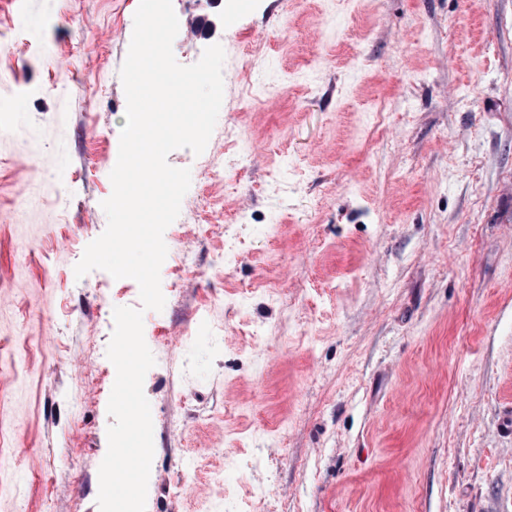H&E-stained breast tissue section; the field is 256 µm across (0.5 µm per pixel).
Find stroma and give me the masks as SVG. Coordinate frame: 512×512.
<instances>
[{"label":"stroma","instance_id":"stroma-1","mask_svg":"<svg viewBox=\"0 0 512 512\" xmlns=\"http://www.w3.org/2000/svg\"><path fill=\"white\" fill-rule=\"evenodd\" d=\"M138 3L0 0V512H99L110 393L64 397L115 381L113 309L141 305L74 272ZM172 4L224 96L168 156L191 185L164 241L196 268L164 261L143 318L146 512H512V0Z\"/></svg>","mask_w":512,"mask_h":512}]
</instances>
